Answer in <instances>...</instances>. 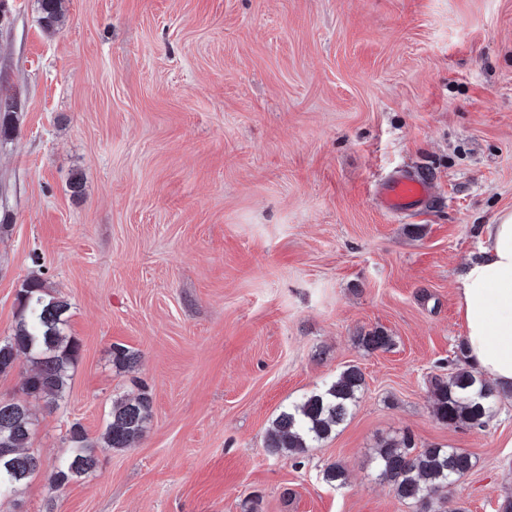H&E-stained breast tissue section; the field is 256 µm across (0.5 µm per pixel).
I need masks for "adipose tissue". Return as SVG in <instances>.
<instances>
[{"label": "adipose tissue", "instance_id": "adipose-tissue-1", "mask_svg": "<svg viewBox=\"0 0 512 512\" xmlns=\"http://www.w3.org/2000/svg\"><path fill=\"white\" fill-rule=\"evenodd\" d=\"M457 293L470 362L486 379L512 385V209L486 225L480 255Z\"/></svg>", "mask_w": 512, "mask_h": 512}]
</instances>
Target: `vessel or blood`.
Instances as JSON below:
<instances>
[{
  "label": "vessel or blood",
  "instance_id": "1",
  "mask_svg": "<svg viewBox=\"0 0 512 512\" xmlns=\"http://www.w3.org/2000/svg\"><path fill=\"white\" fill-rule=\"evenodd\" d=\"M434 193L431 179L419 172L403 171L376 184L374 196L387 213L407 216L427 205Z\"/></svg>",
  "mask_w": 512,
  "mask_h": 512
}]
</instances>
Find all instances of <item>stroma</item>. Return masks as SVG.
<instances>
[{"instance_id": "stroma-1", "label": "stroma", "mask_w": 512, "mask_h": 512, "mask_svg": "<svg viewBox=\"0 0 512 512\" xmlns=\"http://www.w3.org/2000/svg\"><path fill=\"white\" fill-rule=\"evenodd\" d=\"M65 5L49 31L39 0H0V337L37 273L82 344L62 407L31 403L41 468L0 512H419L373 463L406 431L472 458L440 512H507L512 395L451 429L429 387L482 226L512 208V0ZM406 168L435 193L394 216L370 191ZM377 328L392 346L362 347ZM350 365L336 434L268 453L280 411ZM144 390L137 446L53 486L70 424L98 436Z\"/></svg>"}]
</instances>
